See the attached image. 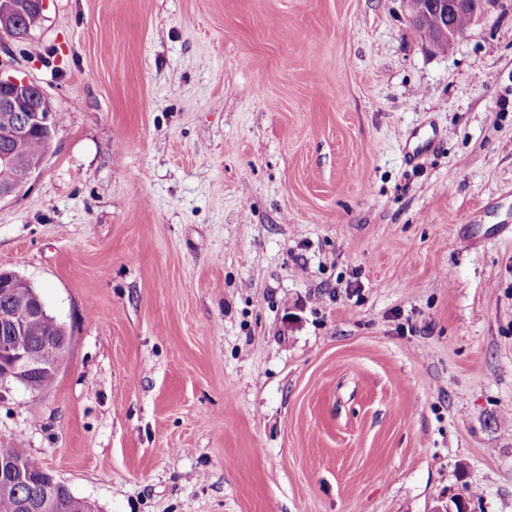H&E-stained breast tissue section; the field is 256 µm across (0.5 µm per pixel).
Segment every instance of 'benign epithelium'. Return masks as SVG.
Returning a JSON list of instances; mask_svg holds the SVG:
<instances>
[{
	"instance_id": "1",
	"label": "benign epithelium",
	"mask_w": 512,
	"mask_h": 512,
	"mask_svg": "<svg viewBox=\"0 0 512 512\" xmlns=\"http://www.w3.org/2000/svg\"><path fill=\"white\" fill-rule=\"evenodd\" d=\"M408 5L410 20L414 23L425 22L426 16L433 10L465 12L472 18L482 16L490 0H405ZM20 6L12 0H0V18L6 27L0 30V38L5 41H21L26 33L19 26L11 24L13 13ZM0 110L15 113L13 132L15 136L25 135L31 125L49 126L52 122V110L47 105L44 91L34 83L13 76L0 75ZM44 313V304L40 299L33 300L10 310L0 317V324L12 329L16 335L0 342V380L16 382L27 389L31 383L24 379V374L42 367V359L37 344L19 335L24 321L31 313Z\"/></svg>"
}]
</instances>
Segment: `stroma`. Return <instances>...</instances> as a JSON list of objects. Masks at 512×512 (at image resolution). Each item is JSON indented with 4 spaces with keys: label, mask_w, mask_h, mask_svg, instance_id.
<instances>
[{
    "label": "stroma",
    "mask_w": 512,
    "mask_h": 512,
    "mask_svg": "<svg viewBox=\"0 0 512 512\" xmlns=\"http://www.w3.org/2000/svg\"><path fill=\"white\" fill-rule=\"evenodd\" d=\"M0 69L63 115L0 269L71 335L0 442L94 512H512V0L445 54L405 0H47Z\"/></svg>",
    "instance_id": "1"
}]
</instances>
